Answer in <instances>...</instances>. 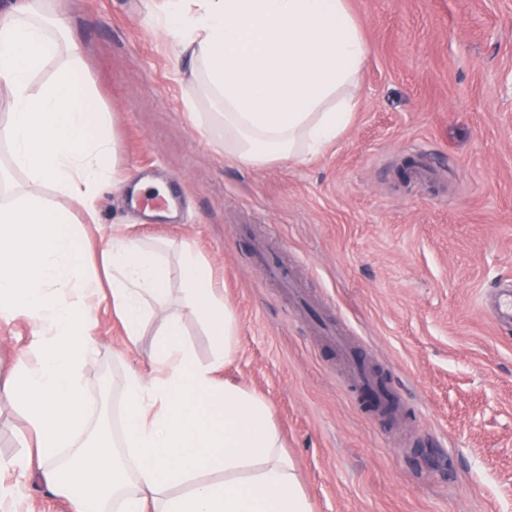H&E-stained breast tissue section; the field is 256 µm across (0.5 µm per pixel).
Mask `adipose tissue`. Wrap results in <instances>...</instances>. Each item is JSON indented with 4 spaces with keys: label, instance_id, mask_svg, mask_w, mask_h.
I'll return each mask as SVG.
<instances>
[{
    "label": "adipose tissue",
    "instance_id": "1",
    "mask_svg": "<svg viewBox=\"0 0 512 512\" xmlns=\"http://www.w3.org/2000/svg\"><path fill=\"white\" fill-rule=\"evenodd\" d=\"M154 16L188 62L186 74L212 108L205 128L247 166L303 163L351 124L371 47L348 0H167ZM51 0H0V91L11 114L0 125L10 164L50 182L95 219L94 202L114 168L109 118L83 78L76 42ZM55 65L32 92L31 75ZM100 258L115 311L138 344L150 302L169 293L159 252L126 234L99 246L70 216L32 191L0 199V320L23 317L34 331L0 401L23 415L25 454L0 481V512L30 477L68 501L70 512H313L283 448L268 402L232 384L237 321L196 252L182 248L179 310L157 333L151 372L121 380L117 432L90 425L83 372ZM199 317L214 357L198 363L183 330Z\"/></svg>",
    "mask_w": 512,
    "mask_h": 512
}]
</instances>
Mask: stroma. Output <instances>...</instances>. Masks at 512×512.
Here are the masks:
<instances>
[{"instance_id":"stroma-1","label":"stroma","mask_w":512,"mask_h":512,"mask_svg":"<svg viewBox=\"0 0 512 512\" xmlns=\"http://www.w3.org/2000/svg\"><path fill=\"white\" fill-rule=\"evenodd\" d=\"M165 0H54L111 121L122 176L183 184V221L142 220L103 193L89 231L162 240L211 267L237 317L226 379L266 399L314 512H512V331L484 304L512 282V0H349L371 54L350 126L303 164L226 156L185 107ZM437 177L399 175L407 159ZM265 239L325 318L396 393L371 412L335 349L266 283ZM91 413L119 414L125 370L146 372L160 325L129 343L111 298L92 306ZM25 318L0 322V365L28 355Z\"/></svg>"}]
</instances>
